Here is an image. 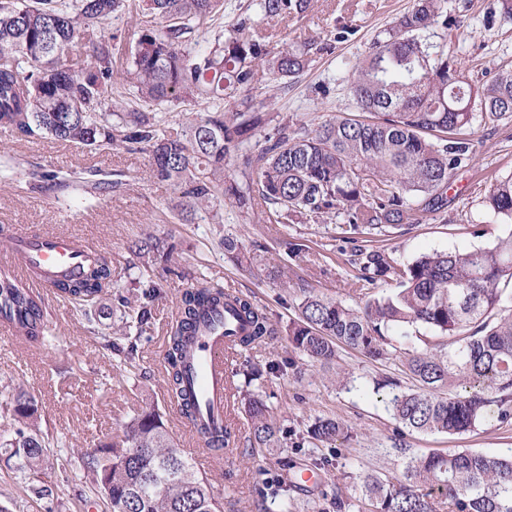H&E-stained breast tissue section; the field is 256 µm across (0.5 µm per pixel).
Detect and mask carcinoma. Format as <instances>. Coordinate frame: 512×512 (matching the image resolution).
<instances>
[{"label": "carcinoma", "instance_id": "carcinoma-1", "mask_svg": "<svg viewBox=\"0 0 512 512\" xmlns=\"http://www.w3.org/2000/svg\"><path fill=\"white\" fill-rule=\"evenodd\" d=\"M257 6L262 19L283 21L307 16L311 0H258ZM138 7L128 0H0V128L91 150L150 152L153 175L178 192L184 221L221 197L245 214L259 199L265 208L258 219L265 224L334 219L340 239L355 243L360 235L408 228L431 215L446 218L448 188L474 160V124L512 121V69L501 67L492 81L477 84L473 73L483 63L473 61L467 75L449 55L461 21L448 20V0H417L353 65L349 94L368 118H330L313 130L264 111L249 96L264 78L279 90L288 87L310 65L306 46L267 48L248 16L224 35V0H147L120 91L113 92L111 41L117 36L102 31L113 14ZM213 26L219 28L214 42L198 48L199 30ZM434 27L442 30L435 44L426 39ZM202 101L207 111L180 129L158 117L162 105ZM257 135L263 141L254 151ZM239 157L243 181L228 184L225 165ZM31 176L34 189L63 184L56 172L34 169ZM474 192L485 212L512 222V173ZM222 245L241 268L261 264L234 237ZM130 249L142 259L144 302L131 308L121 293L112 302L125 309V328L138 339L150 320L147 302L161 295L150 256L160 245L138 240ZM348 262L359 268L351 286L362 290L387 277L399 288L359 309L306 293L286 329L297 354L329 364L348 347L376 363L400 360L414 387L390 391L385 403L410 432L460 435L512 417V307L499 288L512 283V229L471 251H435L400 263L383 250L358 248ZM111 286L112 261L100 255L81 275L49 288L93 306ZM229 301L250 326L239 349L278 333L246 296L200 280L183 291L166 359L169 390L190 422L197 405L183 385L185 354L206 310ZM5 309L18 315L29 341L48 335L41 297L8 278L0 281V312ZM421 327L436 338L417 337L424 348L401 357L392 351L389 330L407 337V329ZM26 397L22 390L6 395L4 409L13 412L16 429L0 447L36 467L53 441L34 424L37 404L14 407ZM240 403L253 447H280L267 404L249 394ZM346 435L339 421L319 419L297 445H330ZM78 459L105 512H217L207 479L175 448L153 408L125 424L122 447L100 446ZM427 486L444 499L433 498ZM363 488L367 512H512V453L412 456L401 477H370Z\"/></svg>", "mask_w": 512, "mask_h": 512}]
</instances>
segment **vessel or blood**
<instances>
[{"mask_svg": "<svg viewBox=\"0 0 512 512\" xmlns=\"http://www.w3.org/2000/svg\"><path fill=\"white\" fill-rule=\"evenodd\" d=\"M10 245L0 251V275L11 278L39 296L54 279L78 275L97 253L88 239L55 232L30 233L12 228ZM228 313L217 308L200 319L185 363V388L199 407V423L190 426L189 442L201 446L199 425L223 434L228 423L231 381L230 356L236 352L233 337L225 333Z\"/></svg>", "mask_w": 512, "mask_h": 512, "instance_id": "obj_1", "label": "vessel or blood"}]
</instances>
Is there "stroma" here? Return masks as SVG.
I'll return each mask as SVG.
<instances>
[{
	"mask_svg": "<svg viewBox=\"0 0 512 512\" xmlns=\"http://www.w3.org/2000/svg\"><path fill=\"white\" fill-rule=\"evenodd\" d=\"M415 0H312L304 18L259 24L256 32L269 47L283 43L312 45L308 70L286 90L259 82L250 95L270 103L272 112L288 115L308 128L350 113L347 90L351 66L368 52L373 40ZM500 0H449L448 15L465 21L454 54L462 64H484L480 81L490 80L500 66H512V27L489 23ZM471 168L455 180V200L447 218L428 217L407 230L360 236L357 244L379 247L407 263L433 251H466L490 246L506 227L482 213L475 184L512 173V123L478 127ZM66 176V186L38 191L29 185L32 166ZM120 175L118 186L79 196L95 178ZM173 188L153 178L148 153L113 150L96 153L48 138L20 139L0 129V225L24 224L33 229L65 231L90 239L112 260V288L130 299L141 297L138 261L131 241H167L170 260H156L163 292L153 306V319L138 342V356L128 370L111 367L99 336L116 333L123 323L109 297L96 305L98 334H91L80 305L52 297L47 305L50 333L35 343L0 336V390L22 384L38 405L37 424L57 438L46 462L37 468L0 449V512H102L87 478L64 473L61 461L97 444L120 442L124 424L143 407L155 405L170 436L182 442L184 427L175 422L162 362L168 335L176 321L177 302L195 280L233 288L263 308L278 332L246 352L260 371L252 385L288 433L284 447L252 453L249 424L242 407L233 410L235 452L215 454L207 471L214 498L224 512H265L277 486L288 488L292 512H366L361 486L368 476H399L410 456L469 449L486 454L512 452V420L486 422L461 435L409 432L393 418L378 394L376 382L389 379L400 390L411 382L398 366L369 362L356 351L342 350L334 364L305 359L295 367L286 360L291 347L285 329L296 319L304 291L341 300L354 308L368 298L396 291V281H377L369 292L349 287L357 271L347 262L338 224H256L221 201L212 211L197 212L191 222L179 220ZM232 236L279 269L278 276L242 270L224 258L220 241ZM304 250L289 255L288 243ZM175 262L185 278L166 275ZM333 418L349 431L347 438L311 448L296 447L299 433L317 419ZM327 460L316 483L302 477L311 457ZM46 486L39 499L32 487Z\"/></svg>",
	"mask_w": 512,
	"mask_h": 512,
	"instance_id": "obj_1",
	"label": "stroma"
}]
</instances>
